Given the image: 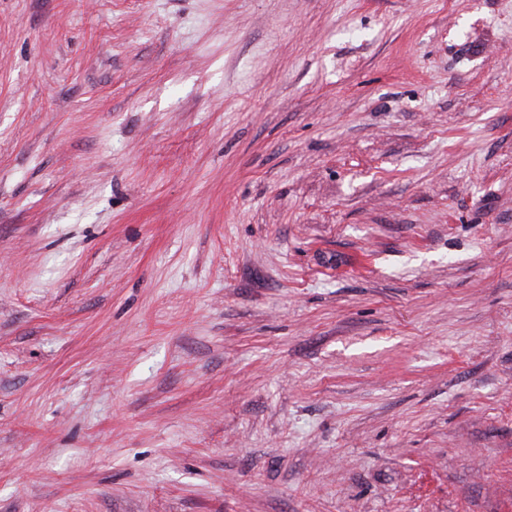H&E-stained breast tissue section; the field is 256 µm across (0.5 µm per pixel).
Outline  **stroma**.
Here are the masks:
<instances>
[{
    "label": "stroma",
    "instance_id": "1",
    "mask_svg": "<svg viewBox=\"0 0 512 512\" xmlns=\"http://www.w3.org/2000/svg\"><path fill=\"white\" fill-rule=\"evenodd\" d=\"M0 512H512V0H0Z\"/></svg>",
    "mask_w": 512,
    "mask_h": 512
}]
</instances>
